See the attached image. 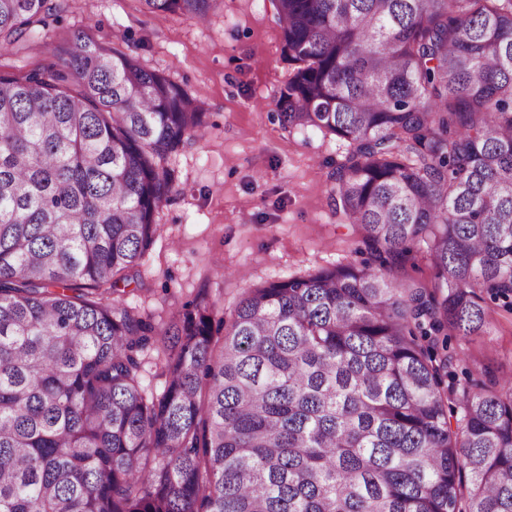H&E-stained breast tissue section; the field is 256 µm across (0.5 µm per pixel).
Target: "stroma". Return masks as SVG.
Returning <instances> with one entry per match:
<instances>
[{
    "label": "stroma",
    "instance_id": "35a3bbf8",
    "mask_svg": "<svg viewBox=\"0 0 512 512\" xmlns=\"http://www.w3.org/2000/svg\"><path fill=\"white\" fill-rule=\"evenodd\" d=\"M77 30L162 73L203 112L204 136L167 159L161 229L123 295L155 327L199 303L229 315L252 288L363 261L360 233L331 199L346 142L277 119L293 67L270 0H218L203 21L148 13L143 0H63L25 48H0V72L25 77ZM492 309L490 334L449 339L457 386L486 371L512 377V314Z\"/></svg>",
    "mask_w": 512,
    "mask_h": 512
}]
</instances>
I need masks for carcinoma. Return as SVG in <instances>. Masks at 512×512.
<instances>
[{"mask_svg":"<svg viewBox=\"0 0 512 512\" xmlns=\"http://www.w3.org/2000/svg\"><path fill=\"white\" fill-rule=\"evenodd\" d=\"M272 3L278 119L348 143L332 198L367 259L216 325L158 330L119 288L160 231L162 161L203 135L196 99L83 32L0 72V512H512V381L448 382V336L512 310V0ZM58 8L0 0V46ZM414 248L431 286L398 278ZM143 358L142 386L147 394L159 393L165 381L164 377L161 376L162 362L153 350L146 351Z\"/></svg>","mask_w":512,"mask_h":512,"instance_id":"1","label":"carcinoma"}]
</instances>
